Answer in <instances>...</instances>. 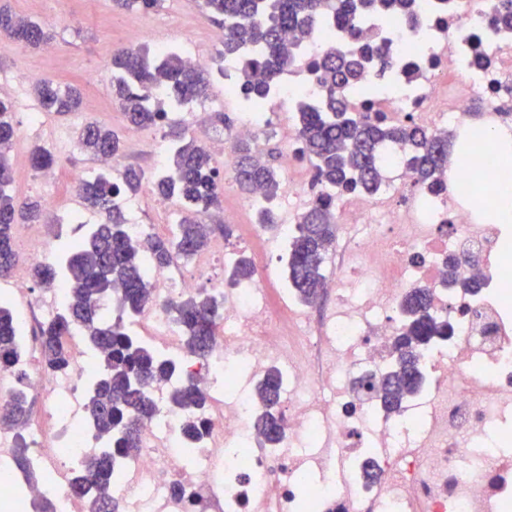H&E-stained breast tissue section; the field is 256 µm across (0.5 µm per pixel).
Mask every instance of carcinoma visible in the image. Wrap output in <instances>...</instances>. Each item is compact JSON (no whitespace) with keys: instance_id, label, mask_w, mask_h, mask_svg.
<instances>
[{"instance_id":"cac0c4a2","label":"carcinoma","mask_w":512,"mask_h":512,"mask_svg":"<svg viewBox=\"0 0 512 512\" xmlns=\"http://www.w3.org/2000/svg\"><path fill=\"white\" fill-rule=\"evenodd\" d=\"M127 11H148L162 0H116ZM207 11L224 28V41L213 64L201 69L186 63L178 49L160 56L145 47H129L112 55V95L121 105L131 128L149 126L165 129L170 164L152 177L156 190L178 204L182 217L176 232L168 238L149 242L150 262L164 268L176 261L193 258L208 246V235L218 230L231 236L228 224L211 226L199 221L221 206L222 191L217 169L208 151L187 133L182 123L168 113L180 112L191 102L205 99L213 77L230 81L229 88L241 107H261L273 99L282 77L301 63L299 54L286 43L292 32L303 38L327 22L334 23L353 40L350 51L327 47L309 68L318 72L319 90L312 98L300 97L293 113L298 152L311 164L316 192L296 218L294 232L281 257L288 287L294 296L310 305L324 291V266L336 242V199L344 195H376L382 189L381 160L390 150L403 153L415 184L430 194L446 190L441 176L448 169V145L453 134L436 135L407 119L395 121L378 108V97L386 93L398 72V65L383 46L356 42L357 25L377 15L389 25L417 22L416 0H203ZM493 26L512 30V0H496ZM0 32L23 48L38 49L48 43L50 33L38 22L17 15L0 4ZM367 67L378 80L361 92L360 101L347 94ZM35 94L44 111L64 115L80 105V94L72 85L41 80ZM15 127L11 106L0 100V276L18 264L14 228L19 221H40L42 209L34 201H21L10 190L12 172L8 153ZM81 150L101 158L119 154L122 142L112 129L96 122L83 126L78 134ZM235 181L247 195L261 189L264 200L257 209L258 223L276 224L275 199L281 172L263 159L258 145L240 139L232 146ZM31 166L36 171L55 164L54 157L40 146L33 147ZM140 171L127 168L85 181L81 199L85 206L105 214L99 224H82V235L60 243L56 258L31 268L33 280L44 288L65 280L70 304L64 312L42 323L39 331L45 369H72L66 341L72 326L78 325L89 347L99 355V368L89 383L86 415L105 447L77 468L70 479L72 494L90 502L89 512H124L120 499L112 494L122 459L138 450L142 417L155 410L150 387L167 378L179 379L167 395L169 410L185 416L184 434L195 444L206 433L199 412L207 394L197 377L183 371L180 363L155 350L134 335L126 325L143 314L154 301L153 289L144 275L143 254L126 227L128 220L120 198L138 190ZM256 270L246 255L238 256L227 270L229 288L255 279ZM166 309L179 328L184 348L198 360L210 357L223 318L224 297L215 292L187 294L170 301ZM402 322L395 336L394 360L378 377L372 376L360 388L373 393L379 409L387 414L402 412L410 396L422 387L421 353L431 344L448 339V320L433 308L429 289L413 288L401 305ZM17 326L7 301L0 302V367L18 359ZM282 376L275 368L266 371L256 385L261 409L254 417V429L262 445L279 443L285 418L279 410ZM27 398L0 406V424L18 427L27 422ZM15 467L33 476L25 437L14 449Z\"/></svg>"}]
</instances>
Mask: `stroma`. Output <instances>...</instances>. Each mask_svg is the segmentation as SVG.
Segmentation results:
<instances>
[{"mask_svg": "<svg viewBox=\"0 0 512 512\" xmlns=\"http://www.w3.org/2000/svg\"><path fill=\"white\" fill-rule=\"evenodd\" d=\"M10 7L50 29V51L23 50L0 34V100L15 106L13 124L27 147L41 144L42 134L26 133L22 126L24 110L37 105L33 85L43 79L77 86L82 93L79 110L64 116L49 115L51 128L76 132L82 124L97 122L124 132L126 121L110 86L112 52L122 46H153L165 40L179 44L191 37L198 49L216 53L209 40L216 25L201 0H165L149 12H129L113 0H8ZM29 79L28 87H18V77ZM224 198L220 210L211 214L214 224L223 223L226 212H236L231 223L233 234L228 245L236 253L266 264L271 288L284 287L281 257L285 247L278 241H262L253 235V214L246 198L234 183L232 174L220 176Z\"/></svg>", "mask_w": 512, "mask_h": 512, "instance_id": "35a3bbf8", "label": "stroma"}]
</instances>
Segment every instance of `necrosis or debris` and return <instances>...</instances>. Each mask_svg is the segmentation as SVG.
I'll return each mask as SVG.
<instances>
[{
  "mask_svg": "<svg viewBox=\"0 0 512 512\" xmlns=\"http://www.w3.org/2000/svg\"><path fill=\"white\" fill-rule=\"evenodd\" d=\"M418 4L416 27H385L371 18L360 29L362 42L386 44L402 66L395 94L382 103L390 117L444 133L475 110L511 112L504 90L512 87V32L495 30L488 0H472L464 13L458 0ZM282 164L285 232L306 202L308 169L290 148ZM383 178L375 198L337 202L343 235L327 280L336 305L322 322L290 298L291 321L282 323L266 292V272L249 287L225 288L215 261L229 248L220 240L211 241L193 270L178 263L149 270L155 301L133 330L200 379L208 394L207 433L188 455L182 415L163 407L145 419L140 449L112 486L125 512H188L173 493L177 485L224 512H304L296 493L301 479L320 512H512V267L504 264L512 236L463 206L465 170H458L454 192L440 195L415 188L397 159ZM396 190L402 203L391 201ZM16 245L20 263L0 279V295L15 304L23 335L16 368L0 369V403L13 395L15 372H28L26 390L41 405L21 433L42 479L17 497L19 432L1 426L0 512H32L45 498L56 512H78L70 473L101 445L85 413L98 355L76 332L67 339L74 372L32 370L30 332L65 309L67 290L58 282L32 291L28 270L47 262L52 249L22 228ZM452 274L483 282V291L448 288ZM203 280L224 293V324L212 357L201 363L183 349L163 302ZM420 285L431 289L453 333L423 353V391L389 417L374 399L355 393L351 381L361 370L378 373L389 364L399 304ZM272 365L284 376L286 432L278 447L263 448L252 427L255 386ZM367 464L376 466L377 480L365 479Z\"/></svg>",
  "mask_w": 512,
  "mask_h": 512,
  "instance_id": "1",
  "label": "necrosis or debris"
}]
</instances>
